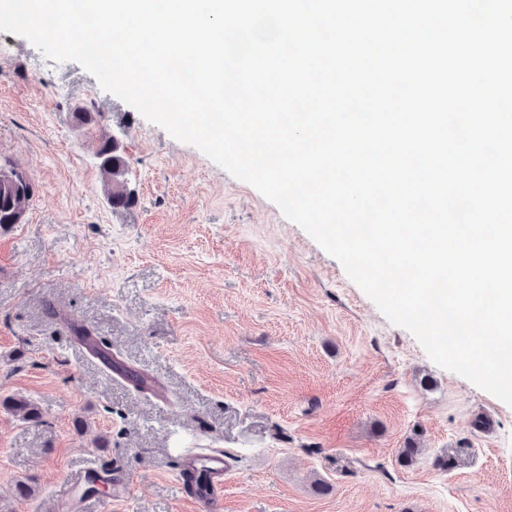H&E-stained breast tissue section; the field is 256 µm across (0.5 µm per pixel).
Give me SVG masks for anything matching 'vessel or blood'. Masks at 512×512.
Segmentation results:
<instances>
[{"label":"vessel or blood","instance_id":"1","mask_svg":"<svg viewBox=\"0 0 512 512\" xmlns=\"http://www.w3.org/2000/svg\"><path fill=\"white\" fill-rule=\"evenodd\" d=\"M232 469L231 458L220 449L204 454H186L181 458L177 480L185 498L197 504L201 512H220L223 505L224 477ZM98 476L110 480L113 496L122 497L128 493L126 479L108 467L87 470L80 476L79 481L84 484Z\"/></svg>","mask_w":512,"mask_h":512}]
</instances>
